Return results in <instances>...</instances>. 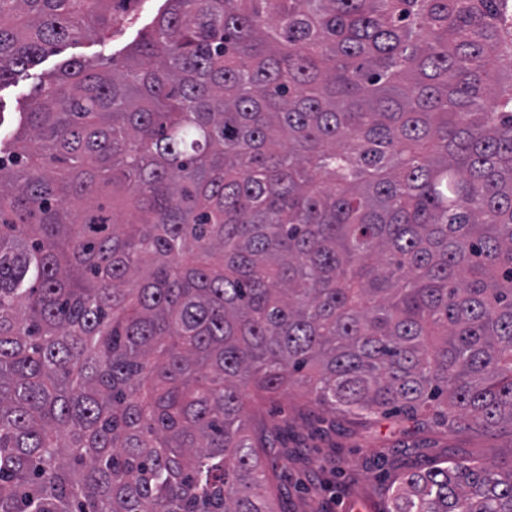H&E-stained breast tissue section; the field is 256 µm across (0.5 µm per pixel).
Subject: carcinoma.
Segmentation results:
<instances>
[{
  "label": "carcinoma",
  "mask_w": 512,
  "mask_h": 512,
  "mask_svg": "<svg viewBox=\"0 0 512 512\" xmlns=\"http://www.w3.org/2000/svg\"><path fill=\"white\" fill-rule=\"evenodd\" d=\"M117 2L0 0V86ZM166 2L0 138V512H276L291 388L512 427V0ZM386 512H512V471Z\"/></svg>",
  "instance_id": "obj_1"
}]
</instances>
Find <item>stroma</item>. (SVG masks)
Instances as JSON below:
<instances>
[{"label":"stroma","mask_w":512,"mask_h":512,"mask_svg":"<svg viewBox=\"0 0 512 512\" xmlns=\"http://www.w3.org/2000/svg\"><path fill=\"white\" fill-rule=\"evenodd\" d=\"M165 0H131L128 18L110 40L66 43L0 87V130L11 133L34 90L71 59L123 60L141 32L153 25ZM271 446L264 461L281 512H382L386 489L404 470L424 469L444 456H476L512 468V428L475 437L419 429L406 421L361 427L308 405L298 393L273 398L262 408Z\"/></svg>","instance_id":"stroma-1"}]
</instances>
